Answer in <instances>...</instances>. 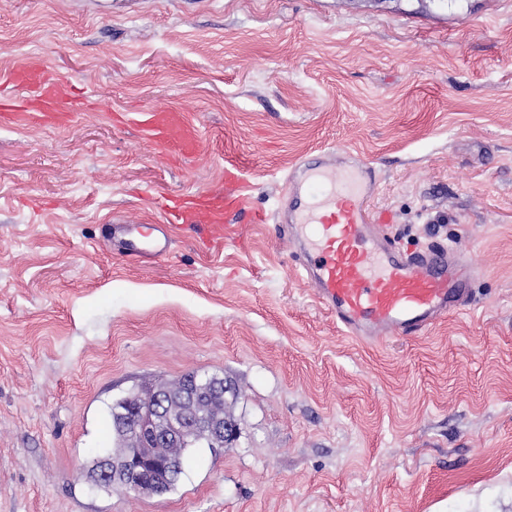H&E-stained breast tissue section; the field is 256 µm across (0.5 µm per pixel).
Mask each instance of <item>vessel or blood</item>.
<instances>
[{
	"mask_svg": "<svg viewBox=\"0 0 512 512\" xmlns=\"http://www.w3.org/2000/svg\"><path fill=\"white\" fill-rule=\"evenodd\" d=\"M0 88L23 93L20 101L0 102V110L15 121L56 124L79 108L67 79L41 64L12 71L0 79ZM141 127L172 158L201 149L198 127L178 110L143 112ZM224 180L230 190L222 195L162 194V223L140 231L110 225L113 240L127 254L158 257L165 252L170 226L262 221V214L249 210L238 176L229 172ZM378 182L373 163L357 155L341 172L322 157L300 162L288 177V217L277 229L295 244L302 276L337 326L345 334L384 342L422 335L449 313L470 307V282L481 270L454 243L397 248L385 222L373 220L368 210Z\"/></svg>",
	"mask_w": 512,
	"mask_h": 512,
	"instance_id": "b4317fda",
	"label": "vessel or blood"
}]
</instances>
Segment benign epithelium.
<instances>
[{
  "label": "benign epithelium",
  "instance_id": "1",
  "mask_svg": "<svg viewBox=\"0 0 512 512\" xmlns=\"http://www.w3.org/2000/svg\"><path fill=\"white\" fill-rule=\"evenodd\" d=\"M191 379L180 397V408L170 407L171 396L162 388L148 387L131 403L115 410V415L131 424L125 431L129 453L122 470L125 490L140 493L146 489L148 479L156 472L171 475L181 469L166 455L165 449L174 443L192 448L205 443L210 448H222L236 436L231 422L213 417L202 410L206 400L203 393L212 390L218 395L226 393L223 384H200Z\"/></svg>",
  "mask_w": 512,
  "mask_h": 512
}]
</instances>
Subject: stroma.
Returning <instances> with one entry per match:
<instances>
[{"label": "stroma", "instance_id": "obj_1", "mask_svg": "<svg viewBox=\"0 0 512 512\" xmlns=\"http://www.w3.org/2000/svg\"><path fill=\"white\" fill-rule=\"evenodd\" d=\"M35 61L87 104L0 121V512H512V0H0V72ZM148 109L201 150L168 161ZM325 152L373 161L402 247L470 248L475 306L369 343L274 225L153 260L104 238L230 166L281 210ZM190 372L231 385L236 440L161 495L93 486L113 403ZM141 127L148 140L174 159L196 154L202 146L199 128L185 113L175 109L139 112Z\"/></svg>", "mask_w": 512, "mask_h": 512}]
</instances>
